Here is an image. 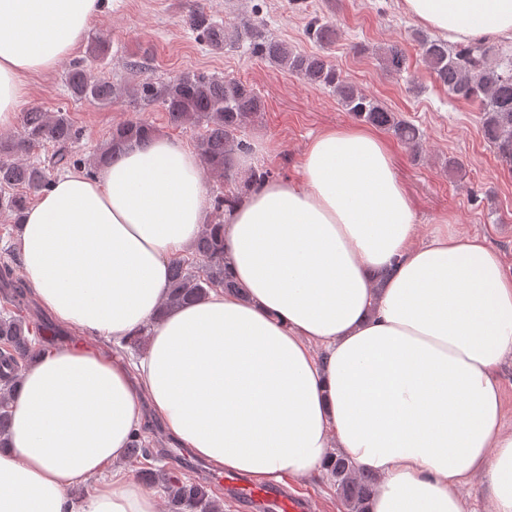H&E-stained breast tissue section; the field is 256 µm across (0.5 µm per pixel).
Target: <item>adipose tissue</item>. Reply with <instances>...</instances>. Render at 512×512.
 Listing matches in <instances>:
<instances>
[{"instance_id":"obj_1","label":"adipose tissue","mask_w":512,"mask_h":512,"mask_svg":"<svg viewBox=\"0 0 512 512\" xmlns=\"http://www.w3.org/2000/svg\"><path fill=\"white\" fill-rule=\"evenodd\" d=\"M100 0H0V127L28 76L81 45ZM451 43L512 38V0H402ZM198 155L156 135L96 174L59 176L22 217L23 274L55 320L123 344L136 367L72 346L28 362L0 449V512H158L123 471L143 402L217 471L261 481L324 470L332 448L380 484L369 512H467L485 473L512 512V432L496 370L512 355V278L476 236L416 212L376 131L328 129L296 179L224 215L238 292L159 313L170 268L209 214ZM389 270L381 287L370 274ZM99 478L79 501L70 489Z\"/></svg>"}]
</instances>
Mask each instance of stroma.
<instances>
[{
    "label": "stroma",
    "mask_w": 512,
    "mask_h": 512,
    "mask_svg": "<svg viewBox=\"0 0 512 512\" xmlns=\"http://www.w3.org/2000/svg\"><path fill=\"white\" fill-rule=\"evenodd\" d=\"M197 13L238 27L263 19L271 36L306 53L318 49L306 34L312 20L335 25L337 37L323 49L325 55L343 76L423 136L418 157L396 137L388 139L417 211L418 240L426 241L434 224L448 219L455 232L485 238L498 252L505 275L512 277V169L485 139L477 104L449 95L426 72L416 40L423 25L400 8L399 0H102L88 34L108 40L105 60L90 62L86 46H79L52 73L28 78L24 108L67 113L77 130L70 151L84 164L113 128L135 118L148 119L159 134L190 147L197 130L170 125L157 105L128 94L109 106L74 100L64 80L73 64L91 63L96 75L127 90L143 80L159 86L184 73L235 77L253 85L264 102L263 112L244 133L251 163L270 169L278 179L297 177L298 160L320 131L354 124L331 90L304 82L248 45L215 50L201 42L191 26ZM393 41L409 59L408 70L399 74L387 72L380 57L381 47ZM43 328L39 340L46 352L75 344L107 355L116 351L105 337L77 334L49 314ZM144 436L150 447L163 451L150 467L180 473L185 480L211 474L208 465L197 471L181 468L168 453L175 442L155 415H147ZM288 487L311 498L313 512H347L330 477L292 480Z\"/></svg>",
    "instance_id": "35a3bbf8"
}]
</instances>
